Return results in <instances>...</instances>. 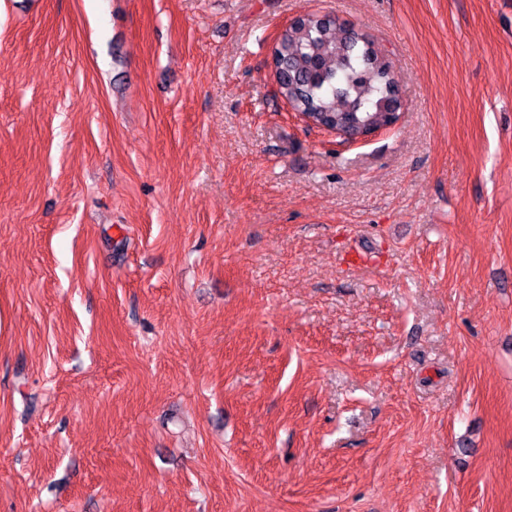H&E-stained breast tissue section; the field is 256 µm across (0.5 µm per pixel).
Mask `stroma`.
Listing matches in <instances>:
<instances>
[{
  "mask_svg": "<svg viewBox=\"0 0 512 512\" xmlns=\"http://www.w3.org/2000/svg\"><path fill=\"white\" fill-rule=\"evenodd\" d=\"M0 512H512V0H0ZM275 98L347 140L389 125L401 108L399 82L388 56L350 25L327 14L299 16L271 52Z\"/></svg>",
  "mask_w": 512,
  "mask_h": 512,
  "instance_id": "1",
  "label": "stroma"
}]
</instances>
